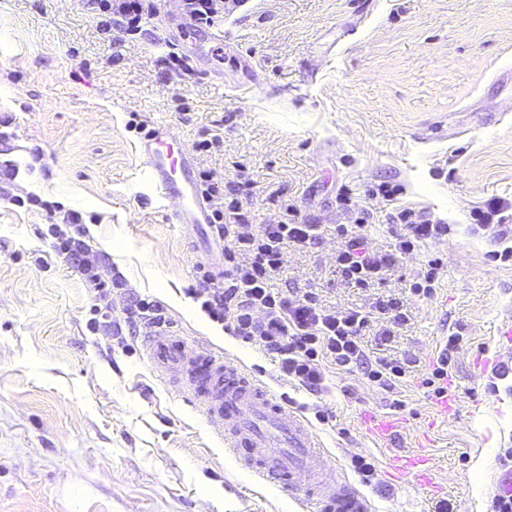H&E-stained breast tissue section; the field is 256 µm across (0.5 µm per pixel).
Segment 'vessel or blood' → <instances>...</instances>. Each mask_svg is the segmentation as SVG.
I'll return each instance as SVG.
<instances>
[{
    "mask_svg": "<svg viewBox=\"0 0 512 512\" xmlns=\"http://www.w3.org/2000/svg\"><path fill=\"white\" fill-rule=\"evenodd\" d=\"M152 186L172 200L171 223L191 231L208 223L207 203L195 176V159L168 127L154 130L141 150ZM33 172L21 157L0 159V179L21 182ZM148 359L176 391L202 411L235 466L276 485L296 512H369L367 500L341 475L307 418L277 401L241 365L210 350L190 352L178 334L159 325L147 333ZM389 467L426 489L437 486L426 449L391 454Z\"/></svg>",
    "mask_w": 512,
    "mask_h": 512,
    "instance_id": "vessel-or-blood-1",
    "label": "vessel or blood"
}]
</instances>
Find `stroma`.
I'll list each match as a JSON object with an SVG mask.
<instances>
[{"label": "stroma", "instance_id": "obj_1", "mask_svg": "<svg viewBox=\"0 0 512 512\" xmlns=\"http://www.w3.org/2000/svg\"><path fill=\"white\" fill-rule=\"evenodd\" d=\"M155 5L142 33L109 45L82 0H0V153L21 145L38 157L24 183L0 181V512H295L232 466L205 415L153 373L143 328L119 339L88 331L93 306L120 323L138 297L162 305L188 349L240 360L288 394L342 466L371 457L370 512H489L499 452L512 445V383L489 366L505 351L497 330L512 311V264L491 259L501 233L468 226L485 201L512 202V0H247L220 30L185 32L196 55L184 69L163 59L181 0ZM220 38L219 80L204 70ZM134 115L173 127L213 181L246 165L254 187L241 202L257 223H277L292 204L320 225L317 247L288 251L277 287L316 289L339 310L402 303L393 335L375 321L364 336L370 357L408 360L394 392L331 364L325 389L306 391L258 346L205 326L189 290L198 266L223 270L222 245L210 225L188 236L170 223ZM215 135L219 149L197 150ZM344 191L369 213L379 254L403 231L390 221L401 208L451 232L393 258L379 284L351 287L335 262ZM71 212L126 292L97 300L60 262L49 225ZM435 258L434 294H411ZM453 331L457 413L443 419L421 380ZM320 410L328 423L315 422ZM371 413L404 420L394 449L426 443L438 492L388 474L363 426Z\"/></svg>", "mask_w": 512, "mask_h": 512}]
</instances>
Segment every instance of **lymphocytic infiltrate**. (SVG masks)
Segmentation results:
<instances>
[{"label":"lymphocytic infiltrate","mask_w":512,"mask_h":512,"mask_svg":"<svg viewBox=\"0 0 512 512\" xmlns=\"http://www.w3.org/2000/svg\"><path fill=\"white\" fill-rule=\"evenodd\" d=\"M100 34L121 30L128 35L141 31L155 13L152 0H91ZM200 180L211 203L212 227L224 239V277L215 279L209 270L199 268L198 288L191 295L212 321L221 323L231 335L254 343L276 355L279 370L314 392L324 387L323 362L338 370L362 371L367 379L385 389L404 378L407 364L402 360L371 359L364 350L362 336L374 320L384 324L383 335L405 321L399 301H379L367 309L339 311L321 303L311 290L285 293L274 281L289 248L307 249L318 244V225L302 219L295 206L284 209L276 224H254L239 200L241 191L250 190L251 181L221 184L210 173ZM404 225L406 234L396 236L395 254L416 252L430 239L447 235L448 225L432 223L422 213L405 208L391 218ZM67 228L51 225L56 255L93 288L98 297L126 288L120 273H106L95 256L87 231L77 214L67 216ZM366 216L341 224L337 232L343 241L336 253V266L346 283L366 288L379 280L385 260L368 245Z\"/></svg>","instance_id":"obj_1"}]
</instances>
